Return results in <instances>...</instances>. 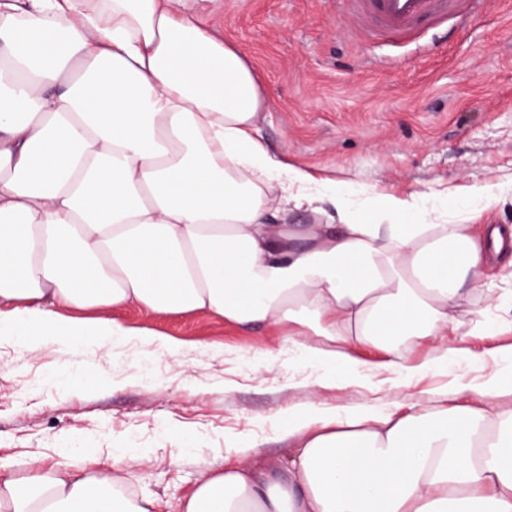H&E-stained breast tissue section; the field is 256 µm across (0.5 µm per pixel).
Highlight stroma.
<instances>
[{"label":"stroma","mask_w":512,"mask_h":512,"mask_svg":"<svg viewBox=\"0 0 512 512\" xmlns=\"http://www.w3.org/2000/svg\"><path fill=\"white\" fill-rule=\"evenodd\" d=\"M247 59L260 86L256 122L271 154L347 191L398 192L435 206L448 194L454 224L512 226V0H486L464 31L432 22L389 41L364 30L344 0H185ZM502 186L478 211L472 186ZM137 334L112 349L0 343V463L30 476L66 453L135 496L173 502L225 461L248 464L243 445L285 460L284 413L316 405L407 414L438 401L512 408V310L463 295L448 343L400 345L401 363L376 346L346 364L308 357L281 329L241 327L207 314L96 308ZM349 361V362H350ZM130 459L114 471L112 453Z\"/></svg>","instance_id":"1"}]
</instances>
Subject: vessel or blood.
<instances>
[{
    "label": "vessel or blood",
    "mask_w": 512,
    "mask_h": 512,
    "mask_svg": "<svg viewBox=\"0 0 512 512\" xmlns=\"http://www.w3.org/2000/svg\"><path fill=\"white\" fill-rule=\"evenodd\" d=\"M359 20L371 21L386 36L411 35L426 19L464 18L471 0H351Z\"/></svg>",
    "instance_id": "vessel-or-blood-1"
}]
</instances>
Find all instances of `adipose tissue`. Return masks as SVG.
I'll list each match as a JSON object with an SVG mask.
<instances>
[{"instance_id": "obj_1", "label": "adipose tissue", "mask_w": 512, "mask_h": 512, "mask_svg": "<svg viewBox=\"0 0 512 512\" xmlns=\"http://www.w3.org/2000/svg\"><path fill=\"white\" fill-rule=\"evenodd\" d=\"M179 0H0V343L112 344L135 305L317 338L444 342L466 286L512 236L435 221L419 198L361 211L260 137L242 54ZM322 224L296 228L309 205ZM324 214V213H323ZM287 462L199 481L175 512H512V409L437 406L344 420L290 408ZM119 477L0 465V512H152Z\"/></svg>"}]
</instances>
